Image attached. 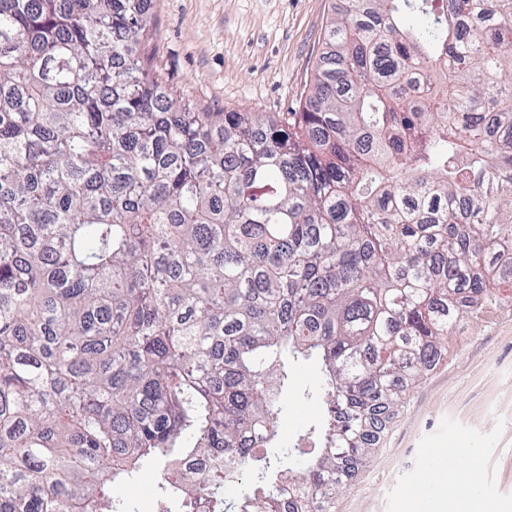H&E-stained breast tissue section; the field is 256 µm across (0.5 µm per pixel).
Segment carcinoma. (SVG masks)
<instances>
[{"label":"carcinoma","instance_id":"obj_1","mask_svg":"<svg viewBox=\"0 0 512 512\" xmlns=\"http://www.w3.org/2000/svg\"><path fill=\"white\" fill-rule=\"evenodd\" d=\"M429 2L340 0L275 115L168 93L148 0H0V512H132L149 463L159 512H336L512 307V0ZM307 362L323 415L270 454Z\"/></svg>","mask_w":512,"mask_h":512}]
</instances>
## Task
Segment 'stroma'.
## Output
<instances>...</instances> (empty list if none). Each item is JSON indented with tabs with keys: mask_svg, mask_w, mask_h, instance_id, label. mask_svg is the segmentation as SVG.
<instances>
[{
	"mask_svg": "<svg viewBox=\"0 0 512 512\" xmlns=\"http://www.w3.org/2000/svg\"><path fill=\"white\" fill-rule=\"evenodd\" d=\"M335 0H151L149 47L166 87L212 112H294ZM445 364L410 390L336 512H419L427 475H465L482 512H512V309L468 325ZM314 365L293 376L280 439L291 444L319 408L302 399Z\"/></svg>",
	"mask_w": 512,
	"mask_h": 512,
	"instance_id": "35a3bbf8",
	"label": "stroma"
}]
</instances>
